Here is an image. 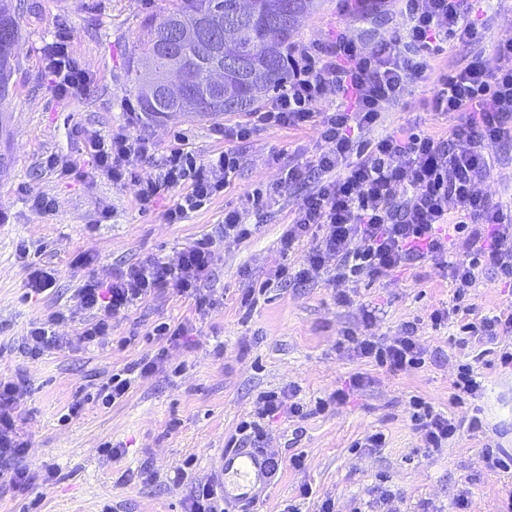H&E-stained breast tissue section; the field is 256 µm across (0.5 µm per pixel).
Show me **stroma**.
<instances>
[{"label":"stroma","instance_id":"1","mask_svg":"<svg viewBox=\"0 0 512 512\" xmlns=\"http://www.w3.org/2000/svg\"><path fill=\"white\" fill-rule=\"evenodd\" d=\"M18 3L19 65L11 94L0 103V123L9 131V161L0 169V376L18 387L19 429L30 446L23 457L0 466V512H186L192 484L208 479L260 393L295 386L301 401L311 405L328 400L357 372L367 382L345 403H329L303 419L265 423L263 446L280 469L245 512H315L327 497L335 499L338 512H370L382 488L399 493L400 512H452L463 491L468 512H496L501 498L512 492V471L489 472L482 455L488 447L512 448V369L501 368L496 354L483 352L481 344L463 347L459 340L471 317L511 308L512 287L487 271L460 295L445 271L421 260L381 279L342 284L322 273L303 285L275 283L256 307L244 306L249 289L279 262L280 238L311 189L307 183L282 182L283 168L329 148L318 129L258 128L246 139L228 141L222 130L238 122L235 114L202 122L179 114L143 126L127 66L140 46L143 21L160 16L169 0ZM474 3L482 39L451 45L399 104L364 131V138L406 127L447 136L452 119L431 109L436 73L463 68L477 56L493 61L497 41L512 37V0ZM399 26L394 10L366 18L354 0H321L303 19L295 41L324 47L342 32L368 51ZM62 33L70 35L72 57L85 74L81 88L64 99L56 95L45 67L48 50ZM87 131L148 138L150 154L129 162L138 180L154 176L177 147L200 163L227 149L239 157L240 167L223 195L182 223L170 224L164 213L176 203L178 191L162 193L151 210L143 211L136 203V182L116 184L92 171L81 178L62 173V163L83 158ZM487 151L494 165L478 189L493 201L512 204V142L489 144ZM51 156L59 168L47 167ZM265 187L277 188L278 209L251 216L257 226L251 238L225 239V211ZM42 199L51 201V211L39 207ZM202 238L217 257L203 285L205 308L167 288L115 318L111 335L99 343L80 340L86 314L76 294L86 279L110 281L116 270L172 256ZM81 253L94 255V264L74 267ZM32 261L54 267L59 278L31 299L25 281ZM341 292L348 293V303L337 302ZM367 308L376 315L369 326L363 322ZM438 308L451 311L439 325L430 318ZM58 310L70 316L55 328L67 338L66 348L36 361L21 356V336ZM164 323L186 324L187 336L164 346L153 334ZM408 324L426 352L424 367L413 372H391L338 343L349 330L386 339ZM161 348L166 354L158 370L132 374L122 401L109 408L97 402L96 390L112 372ZM471 362L484 388L453 403L459 367ZM414 396L459 418L479 414L482 426L464 429L446 448L425 454L421 433L409 418ZM75 402L82 403V412L66 419ZM370 431L384 433V447H360ZM119 445L125 453L116 460L108 450ZM298 453L305 464L295 469L288 461ZM17 468L31 477L22 492L6 477ZM180 470L186 477L179 481ZM305 484L312 488L306 499L299 495Z\"/></svg>","mask_w":512,"mask_h":512}]
</instances>
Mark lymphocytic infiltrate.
I'll list each match as a JSON object with an SVG mask.
<instances>
[{
  "label": "lymphocytic infiltrate",
  "mask_w": 512,
  "mask_h": 512,
  "mask_svg": "<svg viewBox=\"0 0 512 512\" xmlns=\"http://www.w3.org/2000/svg\"><path fill=\"white\" fill-rule=\"evenodd\" d=\"M396 10L403 20L401 28L380 39L371 51H363L342 34L324 49L299 47L287 87L265 110L249 113L244 121L224 129L225 139L231 141L263 126L313 125L330 145L285 169L288 182H308L312 189L291 217L280 253L288 255L302 244L307 250L298 268L282 262L272 266L268 282L308 281L330 259L336 262L334 279L347 282L360 276L382 278L428 258L449 269L453 282L462 288L486 269L512 283V209L477 189L491 171L487 145L512 140V37L498 40L493 61L478 57L436 77L432 109L454 119L447 137L409 128L362 141L358 132L375 126L382 112L423 77L431 61L447 52L449 42L471 44L481 37L469 19V0H397ZM47 68L58 96L85 81L71 56L67 34L53 43ZM331 89L338 103L333 110L320 111ZM150 150L147 140L128 133L97 135L87 142L86 162H73L68 169L73 172L86 164L113 183L137 181L136 200L144 210L162 192L179 190L176 204L165 215L167 223L178 224L230 187L239 167L237 156L226 150L199 163L179 148L157 176L136 180L126 161ZM277 204L272 189L246 195L238 208L224 213L225 238H250L249 212L269 211ZM214 265L209 243L200 239L174 257L149 258L120 269L109 282L84 281L76 294L78 306L89 314L81 340L92 344L110 335L113 319L161 290L173 287L182 296L200 298ZM65 318L58 311L32 324L19 351L37 360L62 347L63 339L53 327ZM342 340L360 357L394 372L425 363L410 326L389 341L353 332L343 334ZM409 406L410 420L430 453L447 447L462 426L475 429L481 423L476 416L465 424L444 416L416 396ZM17 407L14 382L0 379V459L22 456L29 446L17 429Z\"/></svg>",
  "instance_id": "f902f5d3"
}]
</instances>
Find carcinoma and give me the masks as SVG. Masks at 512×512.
<instances>
[{
  "label": "carcinoma",
  "instance_id": "obj_1",
  "mask_svg": "<svg viewBox=\"0 0 512 512\" xmlns=\"http://www.w3.org/2000/svg\"><path fill=\"white\" fill-rule=\"evenodd\" d=\"M294 5L296 19L278 13L280 0H249V9L237 15L240 0H173L172 7L158 19L143 25L141 45L144 55H135L127 75L137 89V102L146 124L167 120L177 110L174 102L152 101L148 88L163 79L169 70L178 67L191 78V89L198 103L195 117L220 118L224 114L251 112L288 84V57L295 47V37L302 19L315 10L318 0H288ZM177 21L185 27L236 26V36L224 40H188L172 54L162 44V34L169 23ZM244 60L258 72L247 81L236 71L224 72V85L237 89V98L221 105L215 102L210 87L211 70L224 56Z\"/></svg>",
  "mask_w": 512,
  "mask_h": 512
}]
</instances>
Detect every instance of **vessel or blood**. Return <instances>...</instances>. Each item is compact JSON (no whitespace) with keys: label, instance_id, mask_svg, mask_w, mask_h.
Wrapping results in <instances>:
<instances>
[{"label":"vessel or blood","instance_id":"vessel-or-blood-1","mask_svg":"<svg viewBox=\"0 0 512 512\" xmlns=\"http://www.w3.org/2000/svg\"><path fill=\"white\" fill-rule=\"evenodd\" d=\"M213 476L224 492L225 502L245 505L270 479V458L257 448L220 451Z\"/></svg>","mask_w":512,"mask_h":512}]
</instances>
